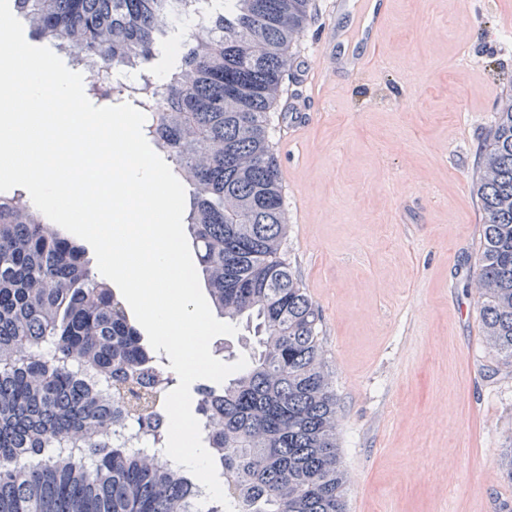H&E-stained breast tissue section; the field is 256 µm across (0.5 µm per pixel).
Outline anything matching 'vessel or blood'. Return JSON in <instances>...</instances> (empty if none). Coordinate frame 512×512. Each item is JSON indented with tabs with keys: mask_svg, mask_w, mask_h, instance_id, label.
I'll use <instances>...</instances> for the list:
<instances>
[{
	"mask_svg": "<svg viewBox=\"0 0 512 512\" xmlns=\"http://www.w3.org/2000/svg\"><path fill=\"white\" fill-rule=\"evenodd\" d=\"M351 0H326V21L317 40L310 74L332 83L337 78L366 73L377 62L381 39L392 13V0H375L371 13L361 14L355 32H347L343 20ZM315 95L291 100L287 110L290 127L307 123Z\"/></svg>",
	"mask_w": 512,
	"mask_h": 512,
	"instance_id": "obj_1",
	"label": "vessel or blood"
}]
</instances>
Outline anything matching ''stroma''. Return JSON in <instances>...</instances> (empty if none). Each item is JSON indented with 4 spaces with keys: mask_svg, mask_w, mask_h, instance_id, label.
<instances>
[{
    "mask_svg": "<svg viewBox=\"0 0 512 512\" xmlns=\"http://www.w3.org/2000/svg\"><path fill=\"white\" fill-rule=\"evenodd\" d=\"M396 0L382 65L325 91L310 124L269 114L288 223L281 256L321 311L347 512H500L512 483V367L484 342L469 284L473 192L512 96V0ZM313 0L282 86L304 92ZM454 448L451 470L437 460Z\"/></svg>",
    "mask_w": 512,
    "mask_h": 512,
    "instance_id": "1",
    "label": "stroma"
}]
</instances>
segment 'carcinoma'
I'll use <instances>...</instances> for the list:
<instances>
[{
    "label": "carcinoma",
    "instance_id": "carcinoma-1",
    "mask_svg": "<svg viewBox=\"0 0 512 512\" xmlns=\"http://www.w3.org/2000/svg\"><path fill=\"white\" fill-rule=\"evenodd\" d=\"M15 2L43 41L93 57L103 81L92 90L113 100L112 69L151 57L176 19L170 0ZM222 2L147 102L153 141L191 192L183 222L213 309L253 331L247 366L198 385L195 413L233 512H346L321 315L280 256L287 212L268 144L309 0ZM476 197L472 288L487 348L512 366V100L496 111ZM175 382L83 249L22 193L0 195V512H225L146 452L166 447ZM128 427L145 450L112 439Z\"/></svg>",
    "mask_w": 512,
    "mask_h": 512
}]
</instances>
